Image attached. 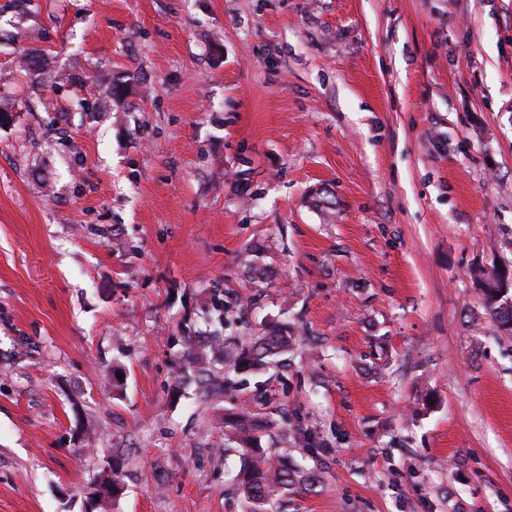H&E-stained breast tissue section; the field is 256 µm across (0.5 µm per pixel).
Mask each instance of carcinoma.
Returning a JSON list of instances; mask_svg holds the SVG:
<instances>
[{
    "label": "carcinoma",
    "mask_w": 512,
    "mask_h": 512,
    "mask_svg": "<svg viewBox=\"0 0 512 512\" xmlns=\"http://www.w3.org/2000/svg\"><path fill=\"white\" fill-rule=\"evenodd\" d=\"M499 268L484 273L488 286L484 288V304L488 314L502 325L512 327V307H505L512 298V288H503L496 279ZM208 310L216 314L213 340H224L219 327L224 324V300L211 296ZM295 340L288 333V325H274L264 333L251 339L236 359L240 370L261 369L276 358L287 354ZM184 348L189 357V370L199 376L202 387L209 385L211 359L206 347L192 342V337H184ZM226 436L239 435L244 446L238 449L243 465L235 476L237 489L246 505V512H284L283 503L288 492L302 491L311 485V475L288 468L284 462L285 453H274L260 446V439L268 428V423L257 418L251 409H239L235 418L227 423Z\"/></svg>",
    "instance_id": "carcinoma-1"
}]
</instances>
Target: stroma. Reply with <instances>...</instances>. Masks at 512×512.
<instances>
[{
	"instance_id": "35a3bbf8",
	"label": "stroma",
	"mask_w": 512,
	"mask_h": 512,
	"mask_svg": "<svg viewBox=\"0 0 512 512\" xmlns=\"http://www.w3.org/2000/svg\"><path fill=\"white\" fill-rule=\"evenodd\" d=\"M0 107V512H243L244 402L287 512H512V0H0ZM500 267L494 268L491 272L484 273L486 282L489 281L488 286L484 288V304L488 314L494 317L496 321L500 322L503 326L512 327V306H510V308L504 307V304L510 299L512 288H510V285L509 288H502V282L500 280L495 281L498 274L499 278L503 280L504 283H506L508 278L511 283L512 277L507 270L499 273ZM505 291H507V293L501 297ZM295 340L288 333V324L274 325L260 336L251 338L236 359L240 370L262 369L276 358L288 354ZM191 336L184 337V348L189 357V367L187 371L191 370L196 376H199V381L203 388L209 385V372L211 371V359L207 352V347L194 344Z\"/></svg>"
}]
</instances>
